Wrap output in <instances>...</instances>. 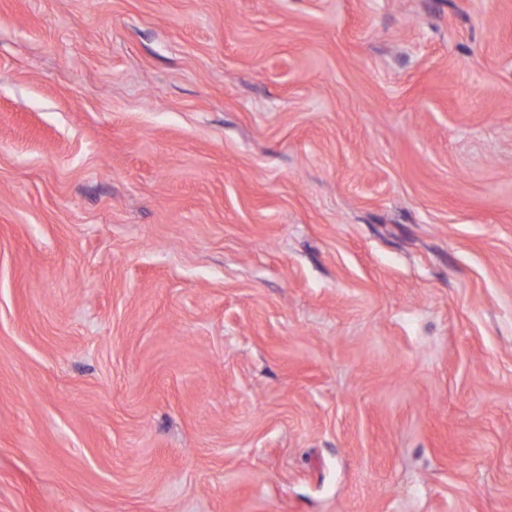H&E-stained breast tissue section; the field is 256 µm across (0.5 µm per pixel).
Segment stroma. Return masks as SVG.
I'll return each instance as SVG.
<instances>
[{
  "label": "stroma",
  "instance_id": "1",
  "mask_svg": "<svg viewBox=\"0 0 512 512\" xmlns=\"http://www.w3.org/2000/svg\"><path fill=\"white\" fill-rule=\"evenodd\" d=\"M0 512H512V0H0Z\"/></svg>",
  "mask_w": 512,
  "mask_h": 512
}]
</instances>
